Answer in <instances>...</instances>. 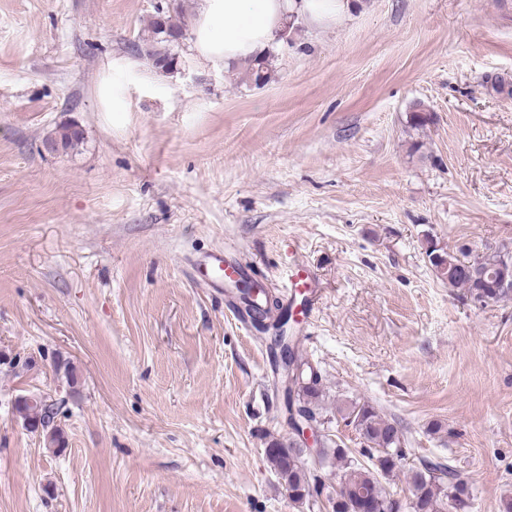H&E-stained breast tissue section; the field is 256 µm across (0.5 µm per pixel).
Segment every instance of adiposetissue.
I'll list each match as a JSON object with an SVG mask.
<instances>
[{
    "mask_svg": "<svg viewBox=\"0 0 512 512\" xmlns=\"http://www.w3.org/2000/svg\"><path fill=\"white\" fill-rule=\"evenodd\" d=\"M355 0H203L194 20V47L231 65L277 43L289 16L323 24L356 10Z\"/></svg>",
    "mask_w": 512,
    "mask_h": 512,
    "instance_id": "adipose-tissue-1",
    "label": "adipose tissue"
}]
</instances>
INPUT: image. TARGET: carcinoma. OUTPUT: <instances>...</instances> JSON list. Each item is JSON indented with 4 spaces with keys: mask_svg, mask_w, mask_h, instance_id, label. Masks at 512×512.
<instances>
[{
    "mask_svg": "<svg viewBox=\"0 0 512 512\" xmlns=\"http://www.w3.org/2000/svg\"><path fill=\"white\" fill-rule=\"evenodd\" d=\"M148 31L153 40L146 56L156 69L175 61L170 46L176 38L184 35L186 23L180 3L166 12H157L148 20ZM275 55L265 51L249 60L247 79L260 86L268 83L274 74ZM82 132L73 125L56 129L50 143L63 150L74 149L82 143ZM429 263L437 277L448 281V286L457 288L479 302H498L512 298V288L502 287L503 279H512V261L483 263L476 261L464 250L450 251L436 247L427 241L425 249ZM239 290L241 312L248 314L257 326L277 314V322L284 327L290 321L289 310L264 291L258 281L244 279ZM289 360L302 368L301 374L284 390L286 409L296 401L302 411L316 422H321L322 375L313 364L289 351ZM17 411L32 414L39 419L45 442L52 448L65 445L62 429L54 424V408L29 406L17 407ZM336 416L346 425H351L365 444L363 455L368 462L362 463L349 456L348 451L330 437L324 438L321 459L317 463L303 459V450L293 442L273 440L267 451L268 462L288 490L293 502L314 507L322 495L325 484L321 473L330 471L336 475L339 499L332 502L333 512H356V505L363 500L373 501L380 512H455L469 507L474 498L473 490L460 480L451 464L439 460H422L406 473L410 498L398 509L384 508L392 492L388 480L394 477L398 464L404 459V434L396 423L383 417L371 404L353 401L336 409Z\"/></svg>",
    "mask_w": 512,
    "mask_h": 512,
    "instance_id": "1",
    "label": "carcinoma"
}]
</instances>
